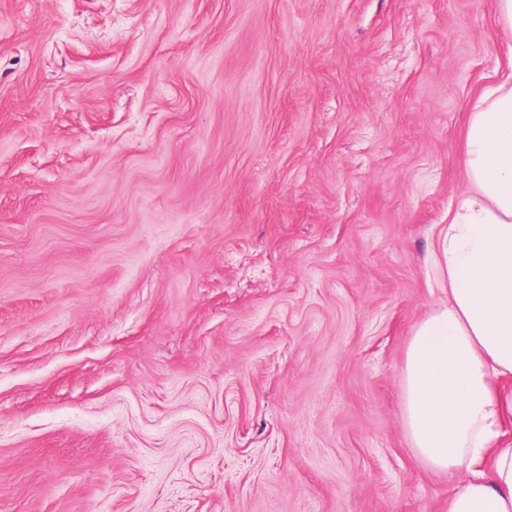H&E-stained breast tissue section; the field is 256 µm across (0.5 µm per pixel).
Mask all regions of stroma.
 <instances>
[{
    "mask_svg": "<svg viewBox=\"0 0 512 512\" xmlns=\"http://www.w3.org/2000/svg\"><path fill=\"white\" fill-rule=\"evenodd\" d=\"M497 0H0V512H448L407 344Z\"/></svg>",
    "mask_w": 512,
    "mask_h": 512,
    "instance_id": "1",
    "label": "stroma"
}]
</instances>
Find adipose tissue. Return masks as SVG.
Masks as SVG:
<instances>
[{"label":"adipose tissue","instance_id":"adipose-tissue-1","mask_svg":"<svg viewBox=\"0 0 512 512\" xmlns=\"http://www.w3.org/2000/svg\"><path fill=\"white\" fill-rule=\"evenodd\" d=\"M465 164L470 188L434 255L448 303L409 341L403 417L429 468L465 474L448 512H512V82L482 95Z\"/></svg>","mask_w":512,"mask_h":512}]
</instances>
